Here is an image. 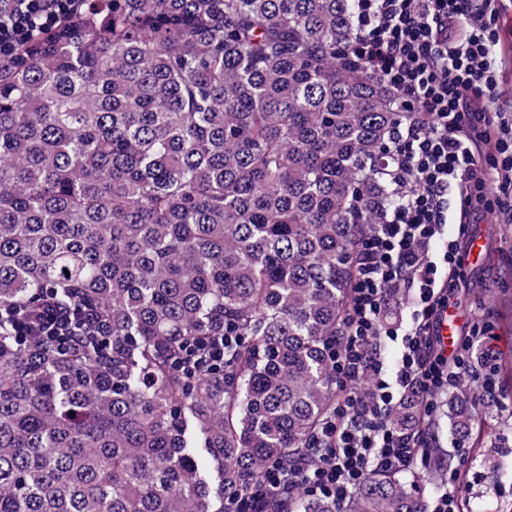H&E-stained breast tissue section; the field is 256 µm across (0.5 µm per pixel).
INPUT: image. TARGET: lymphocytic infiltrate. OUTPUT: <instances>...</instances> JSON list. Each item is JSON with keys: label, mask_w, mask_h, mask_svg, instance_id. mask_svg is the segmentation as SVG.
Listing matches in <instances>:
<instances>
[{"label": "lymphocytic infiltrate", "mask_w": 512, "mask_h": 512, "mask_svg": "<svg viewBox=\"0 0 512 512\" xmlns=\"http://www.w3.org/2000/svg\"><path fill=\"white\" fill-rule=\"evenodd\" d=\"M499 0H356L357 44L371 73L397 94L409 120L395 150L410 175L405 201L359 244L345 330L332 350L340 398L311 454L269 465L248 499L267 512L273 493L298 490L343 502L373 472L413 467L425 432L389 425L396 406L418 395L432 415L436 395L470 369L474 343L493 338L477 321L451 352L435 342L438 314L453 308L463 274L461 246L471 211H496V188L512 184V112L493 108ZM80 0H0V61L46 32ZM459 189V224L448 223V192ZM393 344L385 362L380 346Z\"/></svg>", "instance_id": "1"}]
</instances>
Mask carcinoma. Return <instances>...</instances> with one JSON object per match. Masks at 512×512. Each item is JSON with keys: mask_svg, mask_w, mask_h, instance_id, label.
<instances>
[{"mask_svg": "<svg viewBox=\"0 0 512 512\" xmlns=\"http://www.w3.org/2000/svg\"><path fill=\"white\" fill-rule=\"evenodd\" d=\"M355 9L89 0L0 65V512H225L312 448L409 117L357 52ZM48 303L104 335L12 330ZM228 332L218 365L180 368ZM489 355L512 382L511 355L479 345L472 365ZM448 410L465 437L490 425L470 386ZM391 425L428 423L406 400ZM425 493L402 470L285 506L423 512Z\"/></svg>", "mask_w": 512, "mask_h": 512, "instance_id": "obj_1", "label": "carcinoma"}]
</instances>
